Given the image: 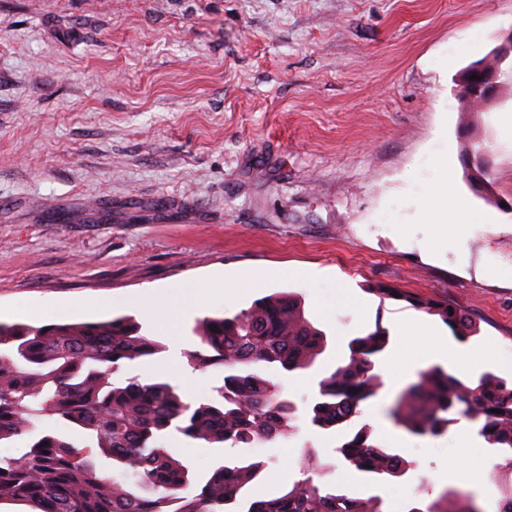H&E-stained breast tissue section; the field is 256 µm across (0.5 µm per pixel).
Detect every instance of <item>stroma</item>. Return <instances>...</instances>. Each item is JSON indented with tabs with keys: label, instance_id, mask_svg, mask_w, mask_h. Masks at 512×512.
Masks as SVG:
<instances>
[{
	"label": "stroma",
	"instance_id": "stroma-1",
	"mask_svg": "<svg viewBox=\"0 0 512 512\" xmlns=\"http://www.w3.org/2000/svg\"><path fill=\"white\" fill-rule=\"evenodd\" d=\"M511 30L512 0H0V320L131 317L166 350L124 376L164 364L199 399L220 371L186 363L196 320L291 290L328 347L314 369L264 376L301 407L382 323V388L360 420L415 467L375 484L340 466L327 481L386 512L423 488L495 512L500 457L469 422L417 435L389 409L401 350L438 337L477 351L453 366L461 379L512 378V213L439 168L464 136L484 141L512 199V77L489 111L465 117L460 98L462 71ZM442 203L454 231L424 216ZM236 273L268 280L225 300ZM378 283L455 301L479 335L457 343L435 316L420 335L421 311L380 301ZM340 438L302 423L251 448L269 469L248 498L294 481L303 448L332 460Z\"/></svg>",
	"mask_w": 512,
	"mask_h": 512
}]
</instances>
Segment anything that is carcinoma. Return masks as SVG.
Listing matches in <instances>:
<instances>
[{"mask_svg":"<svg viewBox=\"0 0 512 512\" xmlns=\"http://www.w3.org/2000/svg\"><path fill=\"white\" fill-rule=\"evenodd\" d=\"M367 291L437 316L460 342L480 327L459 305L388 288ZM193 332L199 346L189 366L223 369L212 395L189 400L168 381L116 379L122 368L165 347L130 317L33 326L0 322V445L22 443L20 455L0 459V503L23 502L35 512H384L378 495L358 497L321 481L334 464L312 449L302 454L304 478L262 500L247 486L268 468L250 457L192 472L170 448L179 440L251 448L292 434L303 418L315 430L350 428L335 458L378 483L401 478L414 462L381 447L372 428L351 424L381 387L376 366L390 335L381 321L347 343L348 355L323 373L304 407L263 376L275 367L307 370L327 345L306 316L301 298L278 292L231 317H205ZM502 413L496 414L494 410ZM414 434L436 435L464 419L505 455L494 471L496 512H512V383L491 371L466 383L435 365L409 384L390 410ZM104 457L119 482L102 471ZM408 512H482L462 492H448Z\"/></svg>","mask_w":512,"mask_h":512,"instance_id":"cac0c4a2","label":"carcinoma"}]
</instances>
